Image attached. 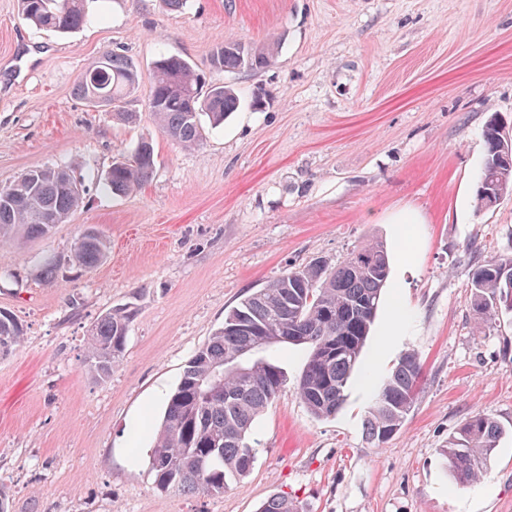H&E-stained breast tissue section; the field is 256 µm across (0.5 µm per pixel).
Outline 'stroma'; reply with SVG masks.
Wrapping results in <instances>:
<instances>
[{"instance_id": "35a3bbf8", "label": "stroma", "mask_w": 512, "mask_h": 512, "mask_svg": "<svg viewBox=\"0 0 512 512\" xmlns=\"http://www.w3.org/2000/svg\"><path fill=\"white\" fill-rule=\"evenodd\" d=\"M79 31L31 27L0 0V187L32 168L76 164L80 207L43 238L0 248V310L22 325L0 354V487L11 512H257L275 494L298 512H512V312L476 324L469 277L512 257V195L477 209L483 129H512V0H91ZM225 39L278 42L272 67L215 73L241 106L186 148L142 92L159 55L208 70ZM106 52L131 58L141 91L117 121L77 98ZM152 137L156 167L136 193L102 183ZM402 210L419 223L396 224ZM110 242L93 269L68 257L84 226ZM384 242L391 274L336 416L314 418L293 388L305 352L279 355L289 385L260 416L256 461L223 495L154 486L153 436L193 352L251 291L312 259L335 266ZM60 269L54 282L43 259ZM131 306L108 379L84 366L97 317ZM416 353L419 392L387 442L365 417L398 357ZM504 429L480 482L456 485L442 448L466 418ZM142 425L136 438L128 430Z\"/></svg>"}]
</instances>
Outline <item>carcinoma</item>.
Returning a JSON list of instances; mask_svg holds the SVG:
<instances>
[{"label":"carcinoma","mask_w":512,"mask_h":512,"mask_svg":"<svg viewBox=\"0 0 512 512\" xmlns=\"http://www.w3.org/2000/svg\"><path fill=\"white\" fill-rule=\"evenodd\" d=\"M87 0H20L23 17L39 30L67 34L87 21ZM278 46H254L239 40L215 45L210 67L218 72H259L274 62ZM146 107L160 129L182 146L203 140L201 116L214 128L238 109L239 98L206 78L188 60L161 55ZM140 83L136 64L108 52L77 80V97L110 106L113 115L130 122L136 113L124 110L126 98ZM486 154L475 187L478 209L496 206L498 194L512 192V157L498 148L494 122L484 129ZM155 167L152 139H141L130 158L112 164L105 188L127 195L146 184ZM67 167H44L22 174L0 189V241L19 234L45 237L77 209L84 191ZM107 240L93 226L76 239L70 260L91 269L106 256ZM390 274L388 251L379 240L352 249L335 267L315 260L250 292L224 317V324L187 361L171 392L150 450L155 487L190 496H218L229 483L246 476L255 460L250 444L252 427L287 386L277 353L288 345L306 351L296 395L317 418L336 415L370 333ZM470 303L477 324L498 310L512 311V257L477 266L471 275ZM135 312L110 309L94 322L86 341L85 366L104 379L120 360ZM23 340V329L9 313L0 311V353ZM224 370L219 381L214 371ZM422 365L413 352L397 360L378 389L365 419V436L380 445L403 426L414 404ZM503 433L485 414L465 419L442 449L457 485H471L487 472ZM260 512H298L284 495H272Z\"/></svg>","instance_id":"carcinoma-1"}]
</instances>
